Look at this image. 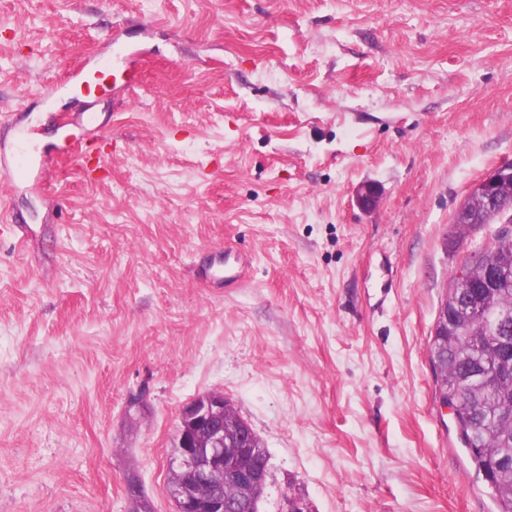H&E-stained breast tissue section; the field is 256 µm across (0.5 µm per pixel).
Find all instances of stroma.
Segmentation results:
<instances>
[{
    "mask_svg": "<svg viewBox=\"0 0 512 512\" xmlns=\"http://www.w3.org/2000/svg\"><path fill=\"white\" fill-rule=\"evenodd\" d=\"M1 153L0 512H173L212 391L259 512H496L430 336L494 242L452 217L512 160V0H0ZM232 258V262L230 259ZM248 271V263L238 257H233L231 252L224 253V286L230 284L239 285L245 279V275Z\"/></svg>",
    "mask_w": 512,
    "mask_h": 512,
    "instance_id": "stroma-1",
    "label": "stroma"
}]
</instances>
